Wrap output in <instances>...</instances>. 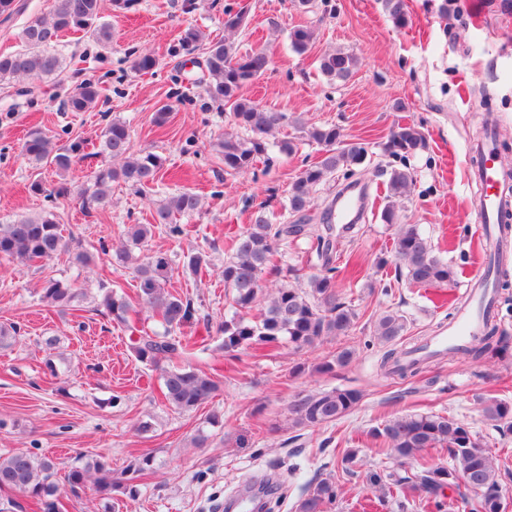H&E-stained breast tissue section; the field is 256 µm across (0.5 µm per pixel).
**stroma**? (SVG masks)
Returning <instances> with one entry per match:
<instances>
[{
	"instance_id": "35a3bbf8",
	"label": "stroma",
	"mask_w": 512,
	"mask_h": 512,
	"mask_svg": "<svg viewBox=\"0 0 512 512\" xmlns=\"http://www.w3.org/2000/svg\"><path fill=\"white\" fill-rule=\"evenodd\" d=\"M17 2L19 13L0 15V52L17 50L24 25L50 6L49 0ZM405 3L408 24L398 28L382 0H311L305 7L298 0H196L192 9L187 0H137L128 11L103 0V19L115 33L111 47L80 32L67 35L61 51L69 62L60 81L20 79L15 87H0V223L52 211L65 236L94 256L87 267L65 255L23 266L0 259V325L21 329L17 342L0 347V454L24 449L50 456L63 472L76 456L88 454L117 474L143 452L153 456L146 475L135 481L134 496L105 501L88 488L67 500L66 512H224L231 498L266 480L279 486L273 512H293L302 492L328 476L342 486L329 512H353L356 501L376 495L367 472L394 467L370 430L414 412L458 419L512 466V435L501 436L480 404L484 398L512 403V347L481 360L435 355L423 360L419 374L405 378L379 369L386 347L374 330L386 311L406 317L407 349L434 336L450 312L482 298L512 337V273L504 288L488 272L469 165L472 148L494 135L511 174L500 191L512 198V7L506 0ZM228 5L246 12L245 27L231 36L238 51L263 48L271 58L266 73L243 87V96L263 110L301 116L303 125L336 126L343 142L368 151L353 175L366 189L364 217L336 238V287L357 319L348 336L304 350L286 344L272 351L222 348L219 328L232 307L220 272L231 237L262 206L278 223L289 221L288 187L322 153L302 126L288 123L267 134L268 154L253 169H225L215 142L234 125L229 110L204 91V56L197 50L173 57L168 48L189 26L223 36ZM297 28L314 33L302 53L290 46ZM331 50L356 57L347 80L321 73L319 60ZM147 51L158 56V67L148 74L133 71V59ZM90 77L101 87L95 107L64 110L67 97ZM162 107L168 114L159 124L155 114ZM115 119L130 125L135 149L162 157L163 168L157 182L139 192L113 184L109 205L88 211L81 192L105 161L100 143ZM406 122L419 127L427 146L401 161L382 145L395 125ZM33 129L59 146L79 142L84 149L61 174L35 165L21 153ZM289 140L294 152H280L279 142ZM401 166L413 184L399 221L417 225L453 268L451 284L416 286L396 276V228L383 223L381 211L389 172ZM37 178L58 188L56 199L31 191ZM185 190L200 195L202 206L183 218L184 235L158 232L148 247L171 256L168 290L192 298L198 309L197 320L179 331L191 348L178 364L219 384L208 403L190 412L164 401L161 370L136 359L131 331L111 322L100 305L105 288L135 301L133 265L119 260L114 246L128 225L151 223L159 204ZM198 250L210 265L196 275L183 261ZM51 279L85 289L76 310L43 301L42 287ZM49 338L57 341L51 350L45 346ZM346 347L356 351L349 365L319 372ZM337 387L363 394L348 415L316 429L292 426L289 407L296 399ZM201 430L208 440L197 448L191 440ZM350 448L360 462L345 473L336 460Z\"/></svg>"
}]
</instances>
